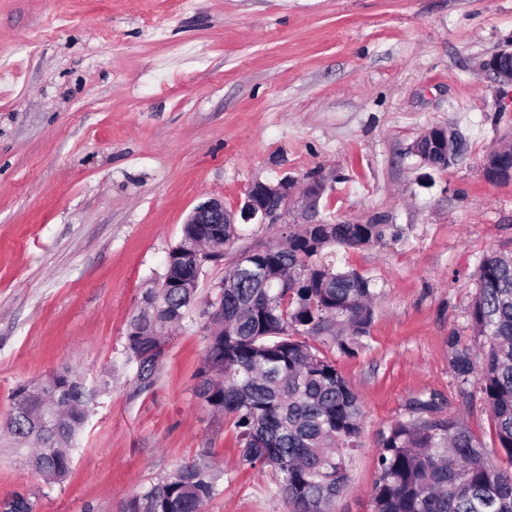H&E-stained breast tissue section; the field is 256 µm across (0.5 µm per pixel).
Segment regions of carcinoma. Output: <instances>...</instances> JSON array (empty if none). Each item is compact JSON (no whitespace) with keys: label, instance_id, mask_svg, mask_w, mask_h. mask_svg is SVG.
Listing matches in <instances>:
<instances>
[{"label":"carcinoma","instance_id":"cac0c4a2","mask_svg":"<svg viewBox=\"0 0 512 512\" xmlns=\"http://www.w3.org/2000/svg\"><path fill=\"white\" fill-rule=\"evenodd\" d=\"M464 151L460 136L451 159L432 161L445 170ZM384 231L383 224H302L288 232L287 243L224 271V335L206 337L195 396L233 428L242 464L268 473L287 512H327L346 485L362 432L361 401L319 345L355 354L369 333L377 291L358 271L335 268L324 251L361 248ZM238 239L237 225L226 224L224 237L209 238V247ZM168 269L184 284L202 275L177 262ZM196 294L192 287L165 288L155 306L130 321L125 354L139 390L156 383L165 346L160 333L185 320ZM470 318L479 340L463 344L450 335V364L461 384L474 383L469 397L489 408L498 446L512 462L511 259H481ZM44 385L63 392L58 428L33 431L50 410L25 383L13 392L7 425L19 442L37 445L32 466L61 482L72 465L67 449L105 387L86 385L69 368ZM409 407L410 419L381 435L373 512H512V469L493 463L463 421L441 415L434 397H417ZM223 476L195 459L184 462L136 495L130 512H204L224 492Z\"/></svg>","mask_w":512,"mask_h":512}]
</instances>
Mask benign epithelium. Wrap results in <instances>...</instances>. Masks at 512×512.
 <instances>
[{"label": "benign epithelium", "instance_id": "7a95c632", "mask_svg": "<svg viewBox=\"0 0 512 512\" xmlns=\"http://www.w3.org/2000/svg\"><path fill=\"white\" fill-rule=\"evenodd\" d=\"M486 72L505 89V95L512 101V43L494 51L484 64ZM455 138L454 130L444 126L427 129L421 138L412 145V151L421 160L429 159L430 152H448V141ZM483 173L491 183L512 182V166H496L490 158H485ZM325 185L317 180L308 185L306 194L301 197L302 208L308 211L315 207L317 199L323 193ZM296 196L295 181L284 179L273 185L256 181L247 189L244 199L232 210L224 209V201L211 198L197 205L188 216V224H235L242 221L248 224H280L283 235H288V210ZM224 256V252L202 250L196 241L185 242L178 251L182 264L199 269L213 261V257Z\"/></svg>", "mask_w": 512, "mask_h": 512}]
</instances>
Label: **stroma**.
Returning <instances> with one entry per match:
<instances>
[{
  "label": "stroma",
  "mask_w": 512,
  "mask_h": 512,
  "mask_svg": "<svg viewBox=\"0 0 512 512\" xmlns=\"http://www.w3.org/2000/svg\"><path fill=\"white\" fill-rule=\"evenodd\" d=\"M511 41L512 0H0V426L18 384L64 366L112 380L65 482L48 485L0 437V504L127 512L207 448L224 491L205 512H286L194 395L202 317L174 331L150 390H136L124 347L199 202L231 208L254 181L311 174L328 185L318 215L405 230L332 257L379 297L363 348L328 351L364 411L331 512H372L380 435L416 397L437 395L511 465L448 355L449 335L474 340L481 258L512 254V182L483 176L512 105L481 67ZM433 126L466 139L457 165L412 153Z\"/></svg>",
  "instance_id": "35a3bbf8"
}]
</instances>
